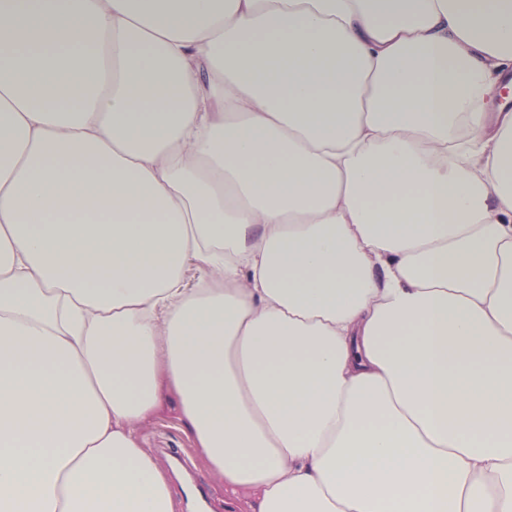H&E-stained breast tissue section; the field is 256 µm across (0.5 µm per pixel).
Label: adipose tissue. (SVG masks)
I'll return each instance as SVG.
<instances>
[{
    "instance_id": "obj_1",
    "label": "adipose tissue",
    "mask_w": 512,
    "mask_h": 512,
    "mask_svg": "<svg viewBox=\"0 0 512 512\" xmlns=\"http://www.w3.org/2000/svg\"><path fill=\"white\" fill-rule=\"evenodd\" d=\"M512 0H0V512H512ZM204 286L176 290L187 259ZM142 447L151 448L157 463L168 469L175 462H181L183 471L187 472L194 483L207 492L212 510L226 512L227 503L224 488L203 467L190 450L191 443L178 420L175 412H167L157 417L140 432Z\"/></svg>"
}]
</instances>
